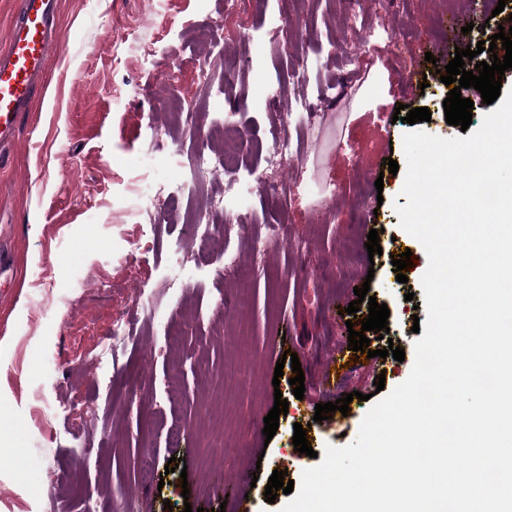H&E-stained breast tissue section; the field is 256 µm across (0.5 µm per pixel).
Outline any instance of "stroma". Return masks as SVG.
Here are the masks:
<instances>
[{
	"mask_svg": "<svg viewBox=\"0 0 512 512\" xmlns=\"http://www.w3.org/2000/svg\"><path fill=\"white\" fill-rule=\"evenodd\" d=\"M358 2L349 20L339 0H246L230 16L225 0H63L50 90L0 164V448L15 451L14 461L0 465V512H233L237 475L257 478L246 512H281L288 495L272 503L263 495L273 470L297 481L315 464L295 451L294 423L306 426L314 453L348 445L371 407L376 374L389 391L408 378L417 339L411 327L427 317L421 280L429 260L399 224L405 175L384 169L386 157L404 162L411 129L392 117L401 104L425 107L431 119L420 129L446 139L461 129L445 121L442 86L402 91L404 63L390 42L404 39L424 72L441 71L455 56L450 25H471V42L482 41L491 13L472 19L469 0L450 14L445 0ZM219 20L230 31L245 27L247 37L224 44L230 76L206 79L195 38ZM300 53L307 80H284ZM330 82L343 95L320 100ZM180 96L193 97L207 140L161 123ZM300 100L317 113L311 125L296 120ZM232 109L260 137L288 131L297 155L275 168L250 160L238 174L242 197L214 217L243 278L225 271L222 255H197L180 283L165 287L171 253L192 234L181 215L198 196L168 160L178 147L186 163L217 148ZM145 153L160 162L150 178L180 200L175 208L157 204L152 222L129 211ZM282 184L294 189L285 214L273 195ZM373 229L381 232L375 257L365 247ZM265 236L272 243L256 254L253 244ZM141 239L153 241V250L137 249ZM405 251L415 264L401 283L390 258ZM365 283L387 304L390 331L371 340L377 357L355 361L338 391L361 399L348 414L314 421L322 400L316 365L327 348L347 344L346 297ZM118 318L135 334L112 374L99 358ZM391 344L404 350V361L381 357ZM287 351L305 376L300 400L292 370L274 375ZM231 365L250 378H230ZM106 375L108 389L100 385ZM278 391L289 410L266 442L250 420L268 414ZM70 397L92 408L87 423L61 413ZM223 439L231 448L220 449ZM171 459L186 475L166 473Z\"/></svg>",
	"mask_w": 512,
	"mask_h": 512,
	"instance_id": "1",
	"label": "stroma"
}]
</instances>
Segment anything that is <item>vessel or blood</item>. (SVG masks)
<instances>
[{
	"instance_id": "1",
	"label": "vessel or blood",
	"mask_w": 512,
	"mask_h": 512,
	"mask_svg": "<svg viewBox=\"0 0 512 512\" xmlns=\"http://www.w3.org/2000/svg\"><path fill=\"white\" fill-rule=\"evenodd\" d=\"M61 0H18L4 45L0 46V149L13 145L24 115L48 87L47 63L62 46ZM355 354L344 346L329 349L316 373L328 392L343 382Z\"/></svg>"
}]
</instances>
